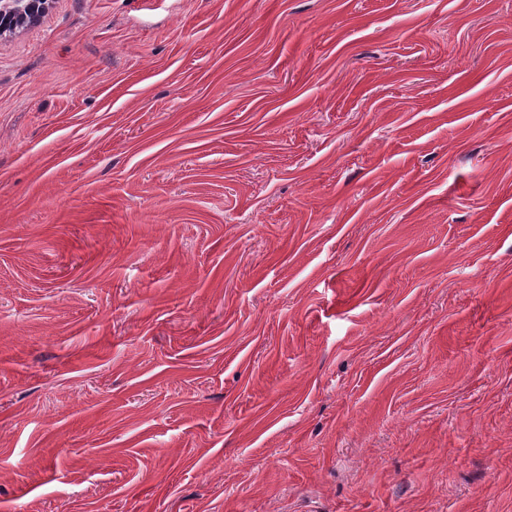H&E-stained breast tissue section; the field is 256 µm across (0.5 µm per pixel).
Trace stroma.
<instances>
[{
	"mask_svg": "<svg viewBox=\"0 0 512 512\" xmlns=\"http://www.w3.org/2000/svg\"><path fill=\"white\" fill-rule=\"evenodd\" d=\"M0 512H512V0L1 41Z\"/></svg>",
	"mask_w": 512,
	"mask_h": 512,
	"instance_id": "1",
	"label": "stroma"
}]
</instances>
